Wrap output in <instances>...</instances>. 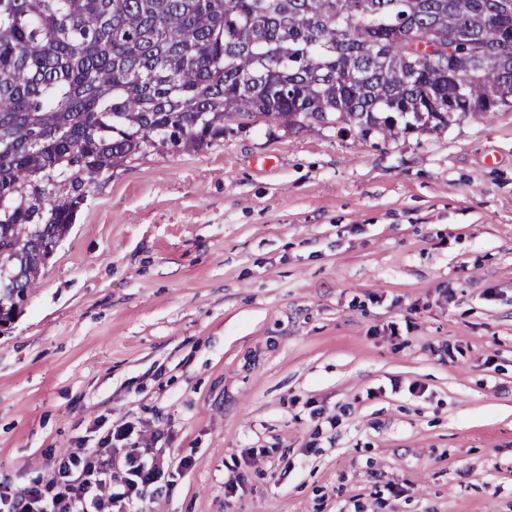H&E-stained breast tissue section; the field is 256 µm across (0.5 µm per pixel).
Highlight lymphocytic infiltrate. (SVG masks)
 I'll list each match as a JSON object with an SVG mask.
<instances>
[{
	"label": "lymphocytic infiltrate",
	"mask_w": 512,
	"mask_h": 512,
	"mask_svg": "<svg viewBox=\"0 0 512 512\" xmlns=\"http://www.w3.org/2000/svg\"><path fill=\"white\" fill-rule=\"evenodd\" d=\"M132 423L110 425L101 447L123 453L125 469L116 474L101 448L59 458L45 487L0 492V512H136L148 488L162 478L163 465L148 449L134 447Z\"/></svg>",
	"instance_id": "1"
}]
</instances>
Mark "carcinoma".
<instances>
[{
	"instance_id": "obj_1",
	"label": "carcinoma",
	"mask_w": 512,
	"mask_h": 512,
	"mask_svg": "<svg viewBox=\"0 0 512 512\" xmlns=\"http://www.w3.org/2000/svg\"><path fill=\"white\" fill-rule=\"evenodd\" d=\"M512 108V0H0V311L99 173L224 119L362 139Z\"/></svg>"
}]
</instances>
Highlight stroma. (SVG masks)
Returning <instances> with one entry per match:
<instances>
[{
    "label": "stroma",
    "instance_id": "obj_1",
    "mask_svg": "<svg viewBox=\"0 0 512 512\" xmlns=\"http://www.w3.org/2000/svg\"><path fill=\"white\" fill-rule=\"evenodd\" d=\"M230 126L92 185L0 328V483L103 417L163 463L144 512H512V110Z\"/></svg>",
    "mask_w": 512,
    "mask_h": 512
}]
</instances>
